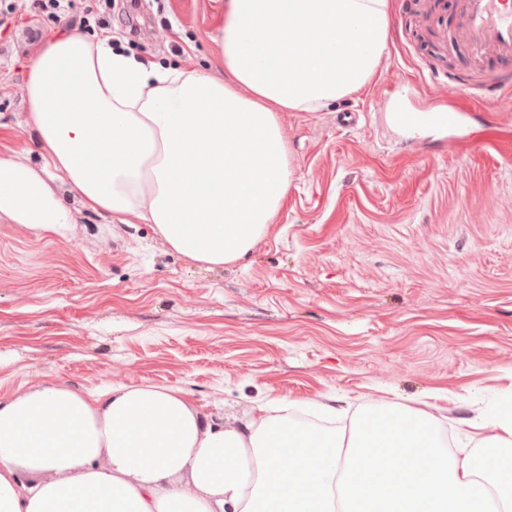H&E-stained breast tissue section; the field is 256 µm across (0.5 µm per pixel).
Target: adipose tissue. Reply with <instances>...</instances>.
I'll use <instances>...</instances> for the list:
<instances>
[{
  "instance_id": "adipose-tissue-1",
  "label": "adipose tissue",
  "mask_w": 512,
  "mask_h": 512,
  "mask_svg": "<svg viewBox=\"0 0 512 512\" xmlns=\"http://www.w3.org/2000/svg\"><path fill=\"white\" fill-rule=\"evenodd\" d=\"M391 10V0H225L213 73L50 31L24 83L43 167L0 156V217L65 234L74 217L58 182L112 223L155 225L194 262L243 260L292 182L280 113L363 90ZM309 411L275 398L224 428L166 386L90 397L33 387L0 399V512H512V407L479 412L455 453L427 409L382 402L294 420Z\"/></svg>"
}]
</instances>
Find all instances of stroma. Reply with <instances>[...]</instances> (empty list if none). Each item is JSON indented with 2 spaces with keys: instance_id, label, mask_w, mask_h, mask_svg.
<instances>
[{
  "instance_id": "35a3bbf8",
  "label": "stroma",
  "mask_w": 512,
  "mask_h": 512,
  "mask_svg": "<svg viewBox=\"0 0 512 512\" xmlns=\"http://www.w3.org/2000/svg\"><path fill=\"white\" fill-rule=\"evenodd\" d=\"M462 2L393 0L369 85L280 113L292 183L241 262L196 263L61 184L66 235L1 219L0 397L163 385L227 427L269 398L433 405L458 445L478 408L512 396V108L461 93L505 67L463 38ZM221 3L114 0L93 35L208 70ZM54 26L32 4L0 23V123L36 168L25 63ZM399 101L451 118L407 138L388 122Z\"/></svg>"
}]
</instances>
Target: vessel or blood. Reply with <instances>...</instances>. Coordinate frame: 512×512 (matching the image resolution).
<instances>
[{"label": "vessel or blood", "mask_w": 512, "mask_h": 512, "mask_svg": "<svg viewBox=\"0 0 512 512\" xmlns=\"http://www.w3.org/2000/svg\"><path fill=\"white\" fill-rule=\"evenodd\" d=\"M462 28L473 50L512 60V12L501 0H464ZM486 98L512 99V70L499 74L481 87Z\"/></svg>", "instance_id": "1"}]
</instances>
